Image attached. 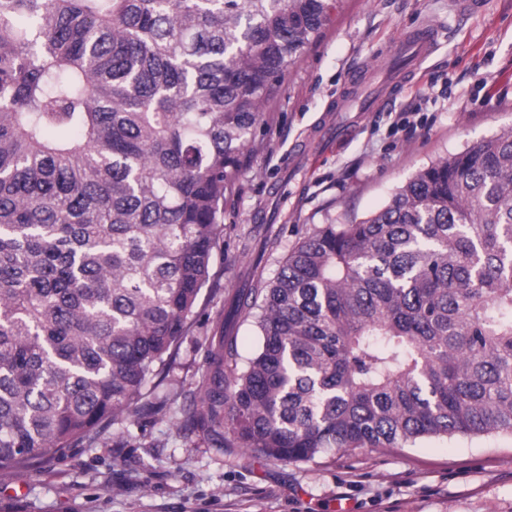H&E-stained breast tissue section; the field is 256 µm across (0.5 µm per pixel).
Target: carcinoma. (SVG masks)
<instances>
[{
  "mask_svg": "<svg viewBox=\"0 0 512 512\" xmlns=\"http://www.w3.org/2000/svg\"><path fill=\"white\" fill-rule=\"evenodd\" d=\"M340 0H0V470L120 438L162 379L262 110ZM218 313L184 438L280 461L512 432V130L322 224ZM236 328L239 350L244 356L248 357L254 352L257 344L256 329L252 319L240 315L236 320Z\"/></svg>",
  "mask_w": 512,
  "mask_h": 512,
  "instance_id": "obj_1",
  "label": "carcinoma"
}]
</instances>
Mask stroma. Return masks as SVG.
I'll return each mask as SVG.
<instances>
[{
  "mask_svg": "<svg viewBox=\"0 0 512 512\" xmlns=\"http://www.w3.org/2000/svg\"><path fill=\"white\" fill-rule=\"evenodd\" d=\"M425 24L439 29L433 52L402 92L381 100L388 54ZM340 125L349 136L337 137ZM510 129L512 0H486L476 17L455 0H342L264 108L224 206L210 285L156 391L167 414L146 420L128 447L53 450L0 471V512H512L510 432L285 462L196 446L178 431L253 225L280 229L269 279L315 226L363 219L418 169Z\"/></svg>",
  "mask_w": 512,
  "mask_h": 512,
  "instance_id": "1",
  "label": "stroma"
}]
</instances>
